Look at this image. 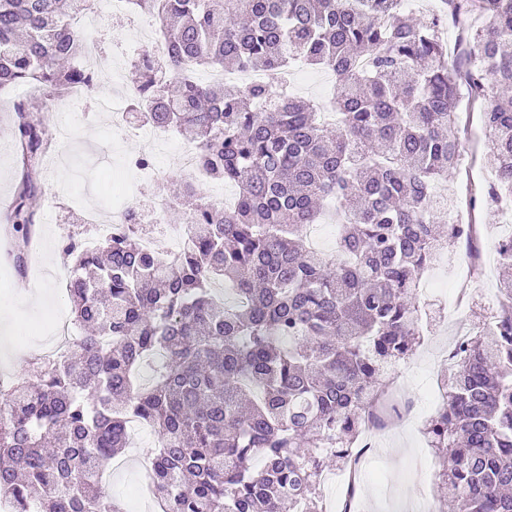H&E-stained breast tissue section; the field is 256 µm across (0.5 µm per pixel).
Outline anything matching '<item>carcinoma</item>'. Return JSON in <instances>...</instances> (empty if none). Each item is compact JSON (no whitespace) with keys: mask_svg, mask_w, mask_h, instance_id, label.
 Masks as SVG:
<instances>
[{"mask_svg":"<svg viewBox=\"0 0 512 512\" xmlns=\"http://www.w3.org/2000/svg\"><path fill=\"white\" fill-rule=\"evenodd\" d=\"M94 0H0V90L14 103L16 186L7 217L32 236L49 103L94 87L74 16ZM158 25L163 64L140 56L132 110L174 129L204 180L237 186L234 208L187 179L159 193L188 209L184 249L143 248L135 214L116 236L68 237L75 335L31 377L0 386V500L10 512H125L101 475L132 420L159 446L150 489L161 512H326L323 460L355 465L386 376L416 347L421 276L436 247L472 243L432 204L460 165L459 79L441 30H475L467 81L494 176L471 207L512 198V0H441L421 19L402 0H130ZM336 76L332 111L281 81L203 82L209 69L281 75L291 63ZM336 201V250L308 242ZM232 286L233 299L215 284ZM499 309L449 355L444 402L423 434L448 502L512 512V277ZM154 360L153 376L137 381Z\"/></svg>","mask_w":512,"mask_h":512,"instance_id":"1","label":"carcinoma"}]
</instances>
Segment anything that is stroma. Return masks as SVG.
<instances>
[{
  "mask_svg": "<svg viewBox=\"0 0 512 512\" xmlns=\"http://www.w3.org/2000/svg\"><path fill=\"white\" fill-rule=\"evenodd\" d=\"M144 19V14L138 12L113 25L106 47L118 58V82L100 84L90 91V98L127 97L132 86V62L144 48L140 40ZM31 93L27 85L0 92V209L11 203L15 184L11 106L15 98ZM483 107L479 100L462 114L461 122L467 128L462 165L440 185L443 192L462 204L471 192L481 191L492 179L486 166L488 139L479 121ZM50 121L65 123L71 135L54 140L51 155L44 162L49 190L34 203L37 245L29 255L26 277H19L13 267L12 238L0 242V302L14 303L29 311L15 343L21 354L20 367L0 362V374L17 382L29 378L39 350L58 343L52 329L53 315L67 320L72 317L66 294L68 265L60 247L62 236L67 234L83 244H92L96 224L111 220L115 202L135 205L150 200L156 194L159 179L180 177L173 156L187 145L178 133L158 142L153 152L156 172L148 176L130 166L129 160L140 152L141 143L134 132L118 129L112 112L72 109L61 99L52 103ZM475 218L483 226L479 274H472L465 251L460 248L442 258L421 279L420 288L427 302L435 300L431 287L442 286L446 317L436 321L435 333L424 337L413 355L396 368L389 391L406 413L389 419L373 439V452L363 455L357 477L360 495L354 512H412L421 505L441 512L438 466L422 428L441 404L440 374L448 365V352L457 330L481 325L485 316L498 308L500 258L496 243L512 230L495 206L476 212ZM133 443L135 454L107 466L104 487L114 499L133 503L132 512H143L142 502L130 500L132 492L146 483L144 460L138 451L157 448L158 439L154 431L146 430L134 435Z\"/></svg>",
  "mask_w": 512,
  "mask_h": 512,
  "instance_id": "stroma-1",
  "label": "stroma"
}]
</instances>
